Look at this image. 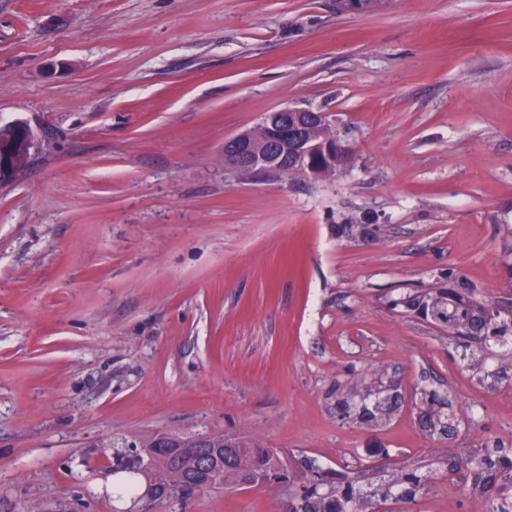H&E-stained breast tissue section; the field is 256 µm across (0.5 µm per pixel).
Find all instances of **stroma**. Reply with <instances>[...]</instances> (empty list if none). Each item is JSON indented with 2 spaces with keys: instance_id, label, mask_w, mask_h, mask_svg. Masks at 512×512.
Wrapping results in <instances>:
<instances>
[{
  "instance_id": "1",
  "label": "stroma",
  "mask_w": 512,
  "mask_h": 512,
  "mask_svg": "<svg viewBox=\"0 0 512 512\" xmlns=\"http://www.w3.org/2000/svg\"><path fill=\"white\" fill-rule=\"evenodd\" d=\"M328 113L325 179L249 176L224 141ZM39 143L0 188V512H139L114 443L221 432L366 488L368 512H512V353L405 305L512 293V0H0V123ZM344 224L366 235L344 236ZM396 386L369 426L338 407ZM437 392L452 429H428ZM285 488L162 512H280Z\"/></svg>"
}]
</instances>
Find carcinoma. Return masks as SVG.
Masks as SVG:
<instances>
[{"label":"carcinoma","instance_id":"carcinoma-1","mask_svg":"<svg viewBox=\"0 0 512 512\" xmlns=\"http://www.w3.org/2000/svg\"><path fill=\"white\" fill-rule=\"evenodd\" d=\"M405 304L425 316H431L448 327L450 336H467L478 326L484 339L504 338L512 332V298L486 301L474 296L468 285L460 281L457 289L438 288L423 295L410 297ZM399 395L389 393L375 401L372 406L356 404L345 399L339 402L344 414L356 412L361 422L377 424L389 416L398 407ZM155 435L142 439L141 451L127 453L116 452L113 456L112 474L125 475V478L113 486L118 498L125 495H138V477L144 474L143 466L155 465L156 486L164 489L168 497L185 498L201 489L197 480L199 461L186 454L161 453L154 447ZM231 442L237 448V461L224 467L213 482L207 484L212 489L245 486L257 482L264 487L288 484L298 485L291 497L290 512H365L368 495L357 488L353 481L344 479L337 488L328 494L319 491V485L326 481L328 474L323 472L316 461L305 463V472L295 473L291 465L283 462L277 467L269 465L273 455L286 457L287 452L279 448H264L258 444L233 438ZM475 470H488L499 467L505 470V477L512 479V460H500L490 450L470 460ZM401 486V495L413 497L420 488V478L413 474H402L395 481L373 491L372 496L387 498L392 488Z\"/></svg>","mask_w":512,"mask_h":512}]
</instances>
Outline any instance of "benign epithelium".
Segmentation results:
<instances>
[{
	"instance_id": "7a95c632",
	"label": "benign epithelium",
	"mask_w": 512,
	"mask_h": 512,
	"mask_svg": "<svg viewBox=\"0 0 512 512\" xmlns=\"http://www.w3.org/2000/svg\"><path fill=\"white\" fill-rule=\"evenodd\" d=\"M329 125L326 113L288 105L263 115L256 126L224 140V161L240 173L277 174L291 166L307 177L318 176V165L336 164V153H347L340 141L320 140ZM11 134L0 138V187L10 184L28 165L36 136L23 120L7 124ZM166 494L147 490L141 512H159Z\"/></svg>"
}]
</instances>
